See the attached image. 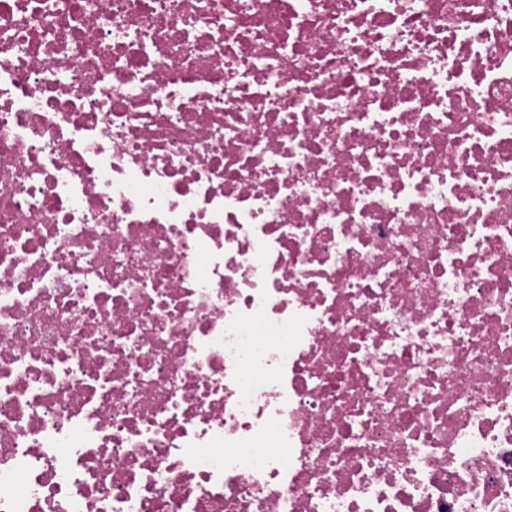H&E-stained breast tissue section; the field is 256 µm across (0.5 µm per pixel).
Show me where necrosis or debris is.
<instances>
[{
	"label": "necrosis or debris",
	"instance_id": "obj_1",
	"mask_svg": "<svg viewBox=\"0 0 512 512\" xmlns=\"http://www.w3.org/2000/svg\"><path fill=\"white\" fill-rule=\"evenodd\" d=\"M0 512H512V0H0Z\"/></svg>",
	"mask_w": 512,
	"mask_h": 512
}]
</instances>
